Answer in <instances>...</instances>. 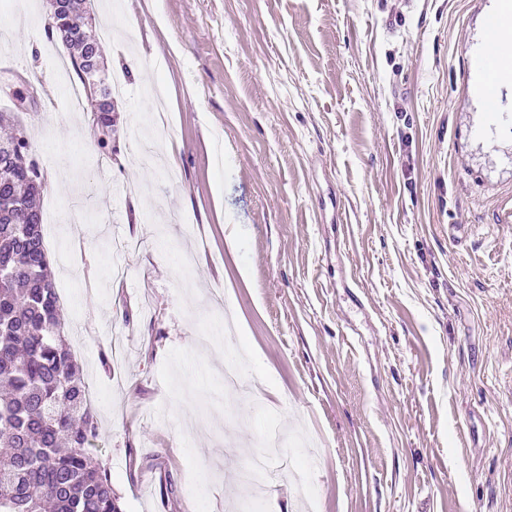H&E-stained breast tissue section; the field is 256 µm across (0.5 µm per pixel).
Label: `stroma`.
<instances>
[{"instance_id":"stroma-1","label":"stroma","mask_w":512,"mask_h":512,"mask_svg":"<svg viewBox=\"0 0 512 512\" xmlns=\"http://www.w3.org/2000/svg\"><path fill=\"white\" fill-rule=\"evenodd\" d=\"M496 2L124 0L102 150L49 4L31 27L0 0V113L57 216L121 512H512V82L492 130L468 89ZM154 92L171 127L143 165Z\"/></svg>"}]
</instances>
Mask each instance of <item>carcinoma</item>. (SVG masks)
<instances>
[{"mask_svg":"<svg viewBox=\"0 0 512 512\" xmlns=\"http://www.w3.org/2000/svg\"><path fill=\"white\" fill-rule=\"evenodd\" d=\"M47 34L73 59L101 44L75 37L64 17L48 19ZM114 111L107 91L97 122L111 127ZM35 167L26 138L0 167V512H119L92 457L100 430L63 334Z\"/></svg>","mask_w":512,"mask_h":512,"instance_id":"cac0c4a2","label":"carcinoma"}]
</instances>
